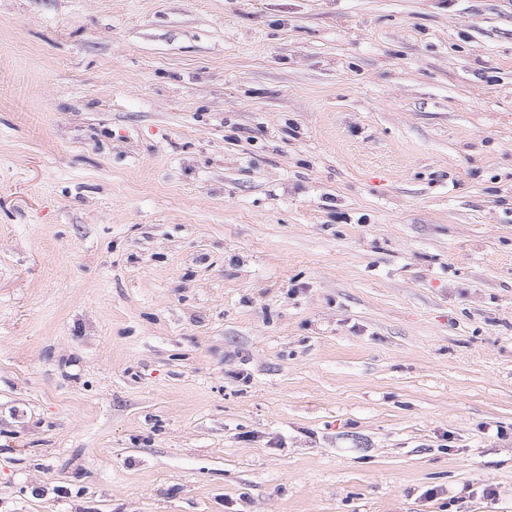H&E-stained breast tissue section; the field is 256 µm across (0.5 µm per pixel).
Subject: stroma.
Wrapping results in <instances>:
<instances>
[{
  "mask_svg": "<svg viewBox=\"0 0 512 512\" xmlns=\"http://www.w3.org/2000/svg\"><path fill=\"white\" fill-rule=\"evenodd\" d=\"M0 512H512V0H0Z\"/></svg>",
  "mask_w": 512,
  "mask_h": 512,
  "instance_id": "35a3bbf8",
  "label": "stroma"
}]
</instances>
